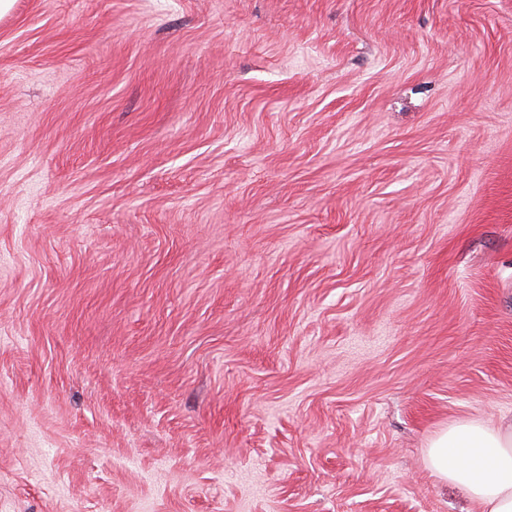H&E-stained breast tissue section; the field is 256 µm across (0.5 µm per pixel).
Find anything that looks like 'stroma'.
<instances>
[{
	"mask_svg": "<svg viewBox=\"0 0 512 512\" xmlns=\"http://www.w3.org/2000/svg\"><path fill=\"white\" fill-rule=\"evenodd\" d=\"M512 418V0H14L0 512H479ZM424 460L432 474L461 488L481 512H512V420L456 422L430 440Z\"/></svg>",
	"mask_w": 512,
	"mask_h": 512,
	"instance_id": "1",
	"label": "stroma"
}]
</instances>
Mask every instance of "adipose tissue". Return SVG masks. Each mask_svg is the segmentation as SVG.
Masks as SVG:
<instances>
[{
    "label": "adipose tissue",
    "mask_w": 512,
    "mask_h": 512,
    "mask_svg": "<svg viewBox=\"0 0 512 512\" xmlns=\"http://www.w3.org/2000/svg\"><path fill=\"white\" fill-rule=\"evenodd\" d=\"M424 460L432 474L461 488L482 512H512V420L456 422L430 440Z\"/></svg>",
    "instance_id": "adipose-tissue-1"
}]
</instances>
